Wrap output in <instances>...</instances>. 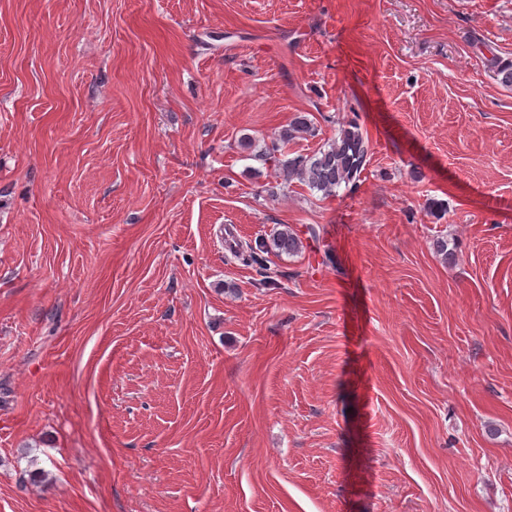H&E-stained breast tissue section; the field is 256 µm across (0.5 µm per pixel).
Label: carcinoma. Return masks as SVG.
Segmentation results:
<instances>
[{
  "mask_svg": "<svg viewBox=\"0 0 512 512\" xmlns=\"http://www.w3.org/2000/svg\"><path fill=\"white\" fill-rule=\"evenodd\" d=\"M315 128L305 115L294 119L291 128L277 138L258 155L274 166L276 177L285 184L298 180L311 190L329 197L341 187L356 185L370 160V144L358 123L351 121L339 128L335 138L322 144L307 155L288 157L284 148L296 134L314 135ZM302 241L289 228L275 231L270 237L248 245L250 254L295 255L301 251Z\"/></svg>",
  "mask_w": 512,
  "mask_h": 512,
  "instance_id": "carcinoma-1",
  "label": "carcinoma"
}]
</instances>
